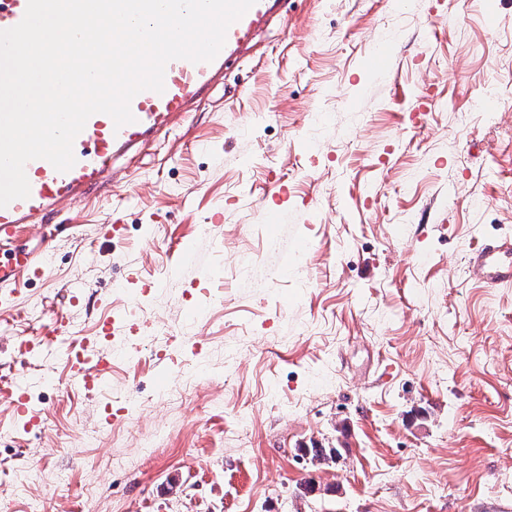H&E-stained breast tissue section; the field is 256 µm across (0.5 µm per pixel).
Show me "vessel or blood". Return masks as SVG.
I'll list each match as a JSON object with an SVG mask.
<instances>
[{
	"mask_svg": "<svg viewBox=\"0 0 512 512\" xmlns=\"http://www.w3.org/2000/svg\"><path fill=\"white\" fill-rule=\"evenodd\" d=\"M287 4L288 0H256L228 28L225 44L211 62L170 61L165 68L163 92L146 90L132 99V123L118 127L106 114L92 115L74 140L76 163L70 170L57 171L44 159L28 162L25 172L30 184L29 197L0 208V288L22 277L45 273L44 262L38 255L11 248L26 227L49 223L63 205L83 200L107 180H120L117 160L134 155L163 131L186 121L212 88L223 82L225 70L253 49L257 37L285 20ZM26 7L27 0H0V30L17 25ZM472 264L488 285L511 284L512 241L485 244L473 254ZM91 350L90 341L85 340L78 354L66 357L72 379L87 389L98 387L104 377L90 362Z\"/></svg>",
	"mask_w": 512,
	"mask_h": 512,
	"instance_id": "1",
	"label": "vessel or blood"
}]
</instances>
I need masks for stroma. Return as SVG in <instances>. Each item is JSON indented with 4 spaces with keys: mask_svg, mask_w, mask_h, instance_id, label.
I'll list each match as a JSON object with an SVG mask.
<instances>
[{
    "mask_svg": "<svg viewBox=\"0 0 512 512\" xmlns=\"http://www.w3.org/2000/svg\"><path fill=\"white\" fill-rule=\"evenodd\" d=\"M120 165L14 243L54 237L0 288V376L40 418L0 400L10 512H512V284L470 270L512 240V0H290ZM55 311L70 335L20 359ZM85 337L96 393L65 360Z\"/></svg>",
    "mask_w": 512,
    "mask_h": 512,
    "instance_id": "obj_1",
    "label": "stroma"
}]
</instances>
